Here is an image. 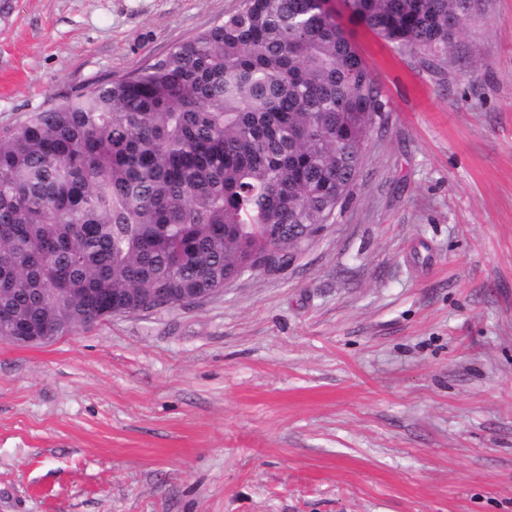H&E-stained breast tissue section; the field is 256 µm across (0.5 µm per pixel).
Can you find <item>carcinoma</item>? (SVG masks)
Wrapping results in <instances>:
<instances>
[{"instance_id":"cac0c4a2","label":"carcinoma","mask_w":512,"mask_h":512,"mask_svg":"<svg viewBox=\"0 0 512 512\" xmlns=\"http://www.w3.org/2000/svg\"><path fill=\"white\" fill-rule=\"evenodd\" d=\"M329 0H240L145 67L0 130V336H69L86 300L154 310L265 260L263 225L326 224L385 104ZM441 60L479 0H341ZM61 288L69 305L43 301Z\"/></svg>"}]
</instances>
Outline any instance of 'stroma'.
Listing matches in <instances>:
<instances>
[{
  "label": "stroma",
  "instance_id": "stroma-1",
  "mask_svg": "<svg viewBox=\"0 0 512 512\" xmlns=\"http://www.w3.org/2000/svg\"><path fill=\"white\" fill-rule=\"evenodd\" d=\"M239 0H0V129ZM348 29L385 113L288 266L0 341V512H512V0L444 61Z\"/></svg>",
  "mask_w": 512,
  "mask_h": 512
}]
</instances>
